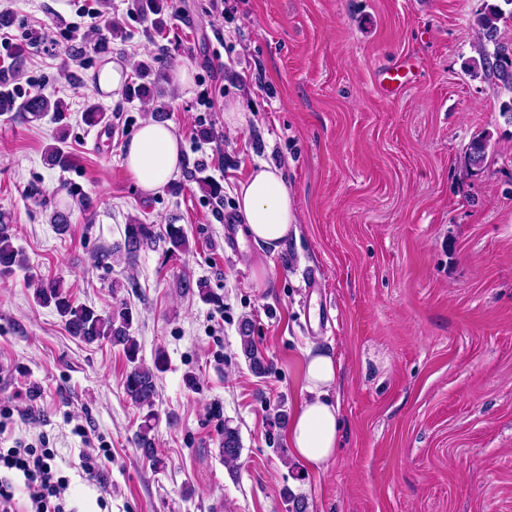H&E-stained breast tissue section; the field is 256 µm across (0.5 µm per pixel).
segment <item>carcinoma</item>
Segmentation results:
<instances>
[{"label":"carcinoma","mask_w":512,"mask_h":512,"mask_svg":"<svg viewBox=\"0 0 512 512\" xmlns=\"http://www.w3.org/2000/svg\"><path fill=\"white\" fill-rule=\"evenodd\" d=\"M506 18L512 20V10L506 12L497 5L486 8L474 18L472 29L481 50L479 59L471 65L470 75L474 78L489 80L498 88L512 94V60L500 54V49L505 44L500 36V22ZM135 71L140 82L129 88L130 96L146 103H153L155 117L161 118L165 113L166 103L160 80H148L150 69L144 64H137ZM19 110L34 118L42 117L49 112L59 117L62 114L63 103L59 99L53 101L35 93L21 103ZM60 142L62 139L59 138L57 143L45 148L46 159L52 166L67 168L71 165V158L63 147L59 146ZM488 147V140L484 137L472 140L463 157L465 168L469 170L486 160ZM155 239L153 225L143 223L127 225L124 241L126 263L130 266L135 265L140 250L153 244ZM166 241L173 254L189 251L188 237L179 226L168 225ZM24 264L25 258L22 251L13 245L9 225L0 223V275H9L13 273L14 268ZM29 286L34 288L35 300L39 305L54 307L71 335L88 344L106 340L114 347H121L129 362L132 363L124 379L126 396L137 406L149 408L153 406L156 395V371L159 370V364L149 367L137 362L139 346L137 338L131 331L133 317L128 308L122 307L101 314L92 307L78 305L69 290L65 289L63 281L59 279H32L29 281ZM239 333L242 352L249 367L257 374L265 373L268 364L251 336V323L248 321L241 323ZM153 420H155V414L152 412L144 416L135 437V444L143 458L156 467L162 464V460L155 448V438L151 435L154 428ZM221 453L227 465L236 463L241 456V442L237 429L224 426Z\"/></svg>","instance_id":"cac0c4a2"}]
</instances>
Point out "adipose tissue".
I'll use <instances>...</instances> for the list:
<instances>
[{
	"label": "adipose tissue",
	"instance_id": "adipose-tissue-1",
	"mask_svg": "<svg viewBox=\"0 0 512 512\" xmlns=\"http://www.w3.org/2000/svg\"><path fill=\"white\" fill-rule=\"evenodd\" d=\"M124 165L145 192H153L179 174L183 163L182 136L171 122L144 121L123 148ZM240 234L253 243L279 247L297 222L292 197L281 170L261 163L251 168L235 189ZM340 364L328 351L308 353V398L288 425L293 455L317 468L334 455L340 438L339 406L328 397Z\"/></svg>",
	"mask_w": 512,
	"mask_h": 512
}]
</instances>
